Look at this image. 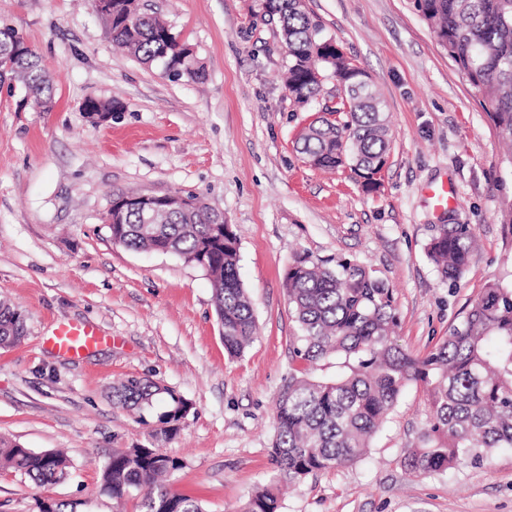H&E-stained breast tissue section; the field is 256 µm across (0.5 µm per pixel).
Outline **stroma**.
Listing matches in <instances>:
<instances>
[{
	"label": "stroma",
	"instance_id": "obj_1",
	"mask_svg": "<svg viewBox=\"0 0 512 512\" xmlns=\"http://www.w3.org/2000/svg\"><path fill=\"white\" fill-rule=\"evenodd\" d=\"M207 66L174 80L113 46L91 0H0V23L32 46L55 80L42 112L0 93V300L24 338L0 348V436L60 450L68 477L40 486L0 469V512L40 499L84 512H140L100 492L113 451L156 446L182 461L173 492L206 512H239L276 472L274 407L294 369L298 326L285 272L293 257L348 258L393 290L395 336L423 356L488 284L512 286V164L466 79L413 0H304L345 57L371 75L392 132L380 187L311 166L295 149L317 116L284 85L283 47L256 0H148ZM112 100L98 124L87 98ZM448 188V206L430 192ZM190 192L223 212L239 241V276L256 335L224 350L206 271L169 253L114 244V198ZM443 224L476 244L464 278L443 281L427 245ZM90 325L99 344L70 357L58 323ZM150 378L192 408L170 439L112 402L113 384ZM429 413L408 386L361 462L284 486L281 512H512V448L490 461L412 476L402 464Z\"/></svg>",
	"mask_w": 512,
	"mask_h": 512
}]
</instances>
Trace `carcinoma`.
I'll return each instance as SVG.
<instances>
[{"label":"carcinoma","instance_id":"cac0c4a2","mask_svg":"<svg viewBox=\"0 0 512 512\" xmlns=\"http://www.w3.org/2000/svg\"><path fill=\"white\" fill-rule=\"evenodd\" d=\"M263 19L280 23L288 48L285 83L298 105H309L332 76L344 97L328 109L338 119L310 123L296 147L313 166L349 169L372 191L390 145L384 101L372 78L346 62L303 0H257ZM423 19L469 83L500 139L512 147V0H415ZM111 41L136 60L169 67L170 77L198 82L204 65L190 56L168 23L135 0H112L101 14ZM21 36L0 25V89L21 102L49 111L54 86L37 52L19 45ZM183 207H160L151 221L134 209L109 226L118 244L132 250L171 253L198 264L209 275L224 349L240 355L252 341L255 317L238 264L239 242L224 214L186 194ZM472 233L465 224H444L428 245V256L446 280H460L468 266ZM289 303L300 330L301 361L336 360V376L306 370L289 377L275 406L272 444L279 476L303 480L364 459L402 390L421 387L430 416L418 442L404 451V467L418 476L491 458L512 448V287L488 285L443 341L419 358L392 336L397 325L393 294L364 264L350 259L293 258L285 275ZM20 314L0 301V346L23 336ZM112 397L155 435L170 438L191 409L189 401L157 382L129 377L112 386ZM166 401L154 412V402ZM182 462L162 449L126 448L112 454L100 491L116 503L142 494L141 512H205L201 503L168 491L161 479ZM0 467L38 485L59 482L69 461L57 451L36 452L0 438ZM242 512H280L279 480L260 486Z\"/></svg>","mask_w":512,"mask_h":512}]
</instances>
